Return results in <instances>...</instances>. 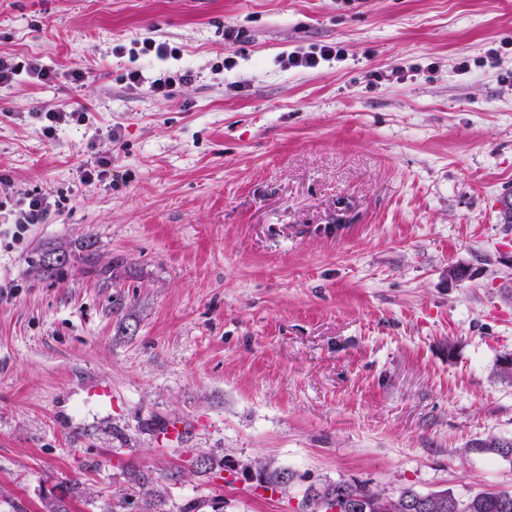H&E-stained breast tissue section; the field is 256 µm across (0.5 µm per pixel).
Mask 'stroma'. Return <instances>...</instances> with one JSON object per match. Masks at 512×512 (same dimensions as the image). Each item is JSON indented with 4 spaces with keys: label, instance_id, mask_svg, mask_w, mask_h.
Here are the masks:
<instances>
[{
    "label": "stroma",
    "instance_id": "stroma-1",
    "mask_svg": "<svg viewBox=\"0 0 512 512\" xmlns=\"http://www.w3.org/2000/svg\"><path fill=\"white\" fill-rule=\"evenodd\" d=\"M1 54L50 76L0 85V200L61 207L0 226V512L512 491V0H0ZM89 238L112 276L39 273ZM341 49L335 45H323L320 47L318 53L315 52H291L288 53L286 60L289 67H302V68H315L319 63V58L322 60H330L336 58L340 54ZM188 81H190V75L187 72L164 74L152 81L150 89L154 95L165 100H172L175 98L178 89ZM23 199L17 201H0V211L9 216L11 223L15 224L17 231L26 227V224H41L53 208L59 209L60 200L52 203L48 197L38 194H25ZM340 496L345 497H374L375 499H384L380 502H374L373 500L369 501V504L366 503H358L354 505H349V511L351 512H361L371 510H376L377 512H393L398 506V499L396 496H391L389 493L383 490H372L362 485H351L344 482L336 483V485L328 486L324 488L322 491H313L311 494H307L306 499L311 501H317L318 499H326L325 503L328 504V510L334 511L335 507L339 508V511L336 512H345L342 507V502L340 500ZM388 497V498H386ZM333 498V500H330ZM386 498V499H385ZM335 512V511H334Z\"/></svg>",
    "mask_w": 512,
    "mask_h": 512
}]
</instances>
